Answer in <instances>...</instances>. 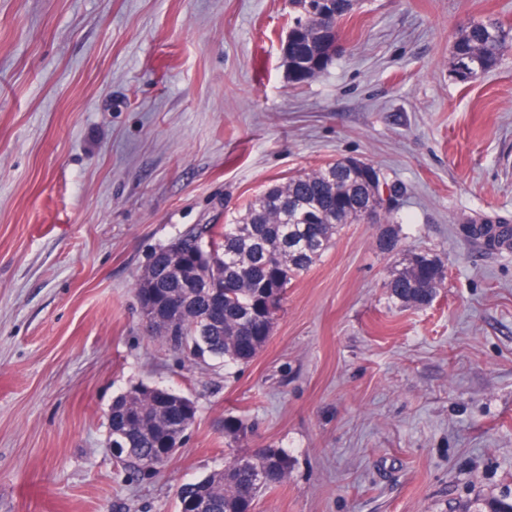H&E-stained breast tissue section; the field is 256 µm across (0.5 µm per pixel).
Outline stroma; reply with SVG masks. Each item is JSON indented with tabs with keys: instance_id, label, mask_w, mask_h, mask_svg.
I'll return each instance as SVG.
<instances>
[{
	"instance_id": "1",
	"label": "stroma",
	"mask_w": 512,
	"mask_h": 512,
	"mask_svg": "<svg viewBox=\"0 0 512 512\" xmlns=\"http://www.w3.org/2000/svg\"><path fill=\"white\" fill-rule=\"evenodd\" d=\"M288 0H0V512H178L176 490L246 448L287 451L255 512H489L512 500V52L449 72L456 34L512 0H359L327 71L295 83ZM371 162L404 250L444 284L401 307L381 227L349 224L288 288L245 365L149 336L148 252L226 224L267 187ZM145 383L198 406L183 447L117 463L114 398ZM495 226V224H471L465 230L469 237L483 238L491 247H495L505 240L512 239V231L510 235L504 234V232H498Z\"/></svg>"
}]
</instances>
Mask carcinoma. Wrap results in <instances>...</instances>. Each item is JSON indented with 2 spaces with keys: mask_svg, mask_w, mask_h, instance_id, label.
Masks as SVG:
<instances>
[{
  "mask_svg": "<svg viewBox=\"0 0 512 512\" xmlns=\"http://www.w3.org/2000/svg\"><path fill=\"white\" fill-rule=\"evenodd\" d=\"M305 0H290L297 12L289 46L288 74L304 82L325 72L334 57L340 23L358 0H322L331 16L310 15ZM512 51V26L496 18L474 21L454 40L449 70L458 73L465 60L478 80ZM370 191L366 177L338 159L300 172L270 186L252 200L245 213L222 231L205 224L184 230L152 250L136 281L138 304L151 303L143 315L147 333L167 348L195 362L221 359L226 365L249 363L272 335L288 286L319 261L348 224L363 221ZM470 237L494 247L512 234L493 224H471ZM385 253L401 255L386 284L400 306L430 304L444 282L441 257L429 252H402L400 239L387 226L379 239ZM200 277L224 289L216 306L203 291L189 292L183 280ZM195 402L168 388L140 384L120 394L108 416L109 446L124 448L117 461L134 471H154L179 451L176 436H185L196 421ZM243 425L224 418V438L237 442ZM291 467L280 448L229 449L224 468L181 485L177 501L183 512H255L261 493L282 485Z\"/></svg>",
  "mask_w": 512,
  "mask_h": 512,
  "instance_id": "obj_1",
  "label": "carcinoma"
}]
</instances>
